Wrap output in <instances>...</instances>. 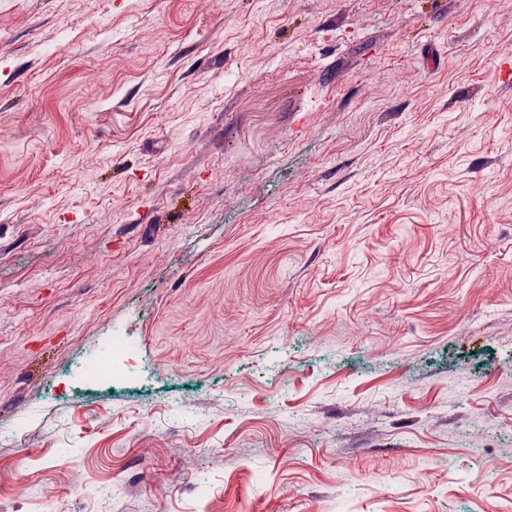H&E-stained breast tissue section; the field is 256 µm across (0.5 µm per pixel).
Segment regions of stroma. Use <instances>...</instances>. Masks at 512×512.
Masks as SVG:
<instances>
[{
  "label": "stroma",
  "mask_w": 512,
  "mask_h": 512,
  "mask_svg": "<svg viewBox=\"0 0 512 512\" xmlns=\"http://www.w3.org/2000/svg\"><path fill=\"white\" fill-rule=\"evenodd\" d=\"M508 57L512 0H0V512H512ZM130 350L122 336H112L111 353L99 358L94 369L84 368V376L89 381L112 382L127 377L131 371Z\"/></svg>",
  "instance_id": "obj_1"
}]
</instances>
